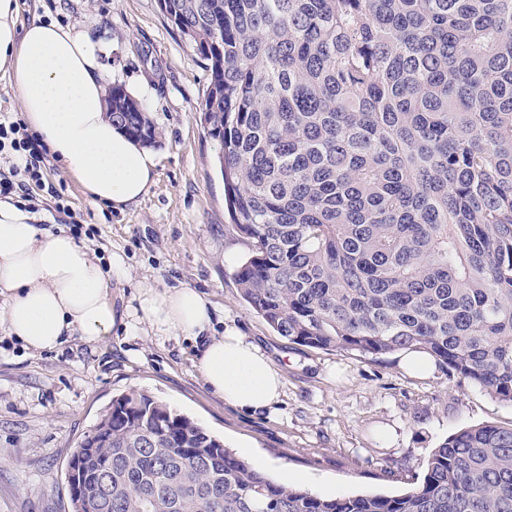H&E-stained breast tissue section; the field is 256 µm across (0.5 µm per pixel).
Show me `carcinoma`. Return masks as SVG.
Listing matches in <instances>:
<instances>
[{
  "label": "carcinoma",
  "mask_w": 512,
  "mask_h": 512,
  "mask_svg": "<svg viewBox=\"0 0 512 512\" xmlns=\"http://www.w3.org/2000/svg\"><path fill=\"white\" fill-rule=\"evenodd\" d=\"M160 7L208 73L250 307L291 344L422 352L512 404V0ZM108 109L155 143L123 86ZM106 427L73 453L91 512H512V424L448 435L411 491L339 498L272 480L145 392L112 398Z\"/></svg>",
  "instance_id": "carcinoma-1"
}]
</instances>
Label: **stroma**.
Segmentation results:
<instances>
[{"instance_id":"35a3bbf8","label":"stroma","mask_w":512,"mask_h":512,"mask_svg":"<svg viewBox=\"0 0 512 512\" xmlns=\"http://www.w3.org/2000/svg\"><path fill=\"white\" fill-rule=\"evenodd\" d=\"M20 23L51 17L112 43L107 83L137 89L154 123L156 180L123 210L91 202L48 163L45 182L89 229L85 242L111 276L112 332L55 351L25 349L0 327V512H70L67 462L113 397L135 390L167 403L276 482L335 498L395 494L424 475L432 450L469 426L512 424V404L452 372L413 373L403 354L376 358L302 347L273 332L245 303L233 274L248 249L233 230L216 166L218 145L200 123L207 73L157 0H20ZM190 286L281 369L276 414L224 402L205 384L194 342L131 331L126 308L141 287Z\"/></svg>"}]
</instances>
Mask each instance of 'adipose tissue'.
<instances>
[{
	"label": "adipose tissue",
	"mask_w": 512,
	"mask_h": 512,
	"mask_svg": "<svg viewBox=\"0 0 512 512\" xmlns=\"http://www.w3.org/2000/svg\"><path fill=\"white\" fill-rule=\"evenodd\" d=\"M17 15V0H0V71L14 82L24 121L90 200L116 210L137 203L153 185L160 158L107 116L104 45L39 17L18 24ZM120 269L113 263L111 270ZM108 271L86 243L43 229L11 201H0V318L25 348L53 351L77 336H109ZM131 314L156 335L192 339L205 383L226 403L249 411L279 403L280 369L235 326L214 334L204 293L144 287Z\"/></svg>",
	"instance_id": "1"
}]
</instances>
